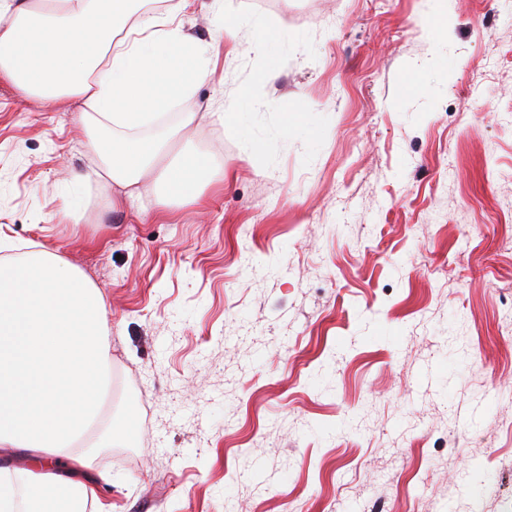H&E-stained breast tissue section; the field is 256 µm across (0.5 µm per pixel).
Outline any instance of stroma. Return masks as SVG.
Here are the masks:
<instances>
[{
    "mask_svg": "<svg viewBox=\"0 0 512 512\" xmlns=\"http://www.w3.org/2000/svg\"><path fill=\"white\" fill-rule=\"evenodd\" d=\"M223 2L286 38L267 83L242 29L189 100L248 98L174 145L215 159L205 208L150 175L113 201L79 103L0 80V257L50 251L105 299L112 512H499L512 0H444L441 35L432 0Z\"/></svg>",
    "mask_w": 512,
    "mask_h": 512,
    "instance_id": "1",
    "label": "stroma"
}]
</instances>
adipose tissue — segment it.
I'll return each instance as SVG.
<instances>
[{"instance_id":"obj_1","label":"adipose tissue","mask_w":512,"mask_h":512,"mask_svg":"<svg viewBox=\"0 0 512 512\" xmlns=\"http://www.w3.org/2000/svg\"><path fill=\"white\" fill-rule=\"evenodd\" d=\"M194 0L147 10L145 0H0V79L50 105L81 103L104 189L136 190L169 144L207 122L240 119L243 102L221 112L172 106L209 81L214 44L235 37L223 17L213 45L177 22ZM215 161L197 151L160 171L165 198L200 202ZM104 299L65 260L38 250L0 262V512H112L111 483L81 447L100 419L111 358ZM33 463L15 475L11 461Z\"/></svg>"}]
</instances>
